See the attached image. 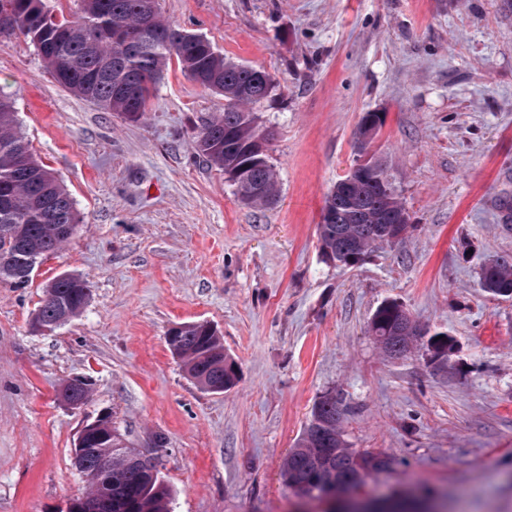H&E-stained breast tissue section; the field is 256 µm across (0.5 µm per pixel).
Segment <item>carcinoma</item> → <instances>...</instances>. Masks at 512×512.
<instances>
[{"instance_id": "carcinoma-1", "label": "carcinoma", "mask_w": 512, "mask_h": 512, "mask_svg": "<svg viewBox=\"0 0 512 512\" xmlns=\"http://www.w3.org/2000/svg\"><path fill=\"white\" fill-rule=\"evenodd\" d=\"M71 20L52 21L43 0H0V36L30 39L55 80L69 92L130 119L141 117L152 87L171 59L199 85L224 97V111L204 123L195 137L197 154L207 164L229 174L250 165L249 177L236 185L247 205L272 204L279 193L278 173L256 142H269L271 132L258 122L256 108L276 100L278 83L262 67L239 64L215 51L201 35L183 31L144 0H80ZM373 168L352 183L342 180L330 189L322 207L318 237L323 254L345 266H355L374 248L388 243L386 217L407 210L387 167L371 157ZM80 219L74 201L57 177L33 154L18 129L12 102L0 97V282H29L19 269L22 255L32 261L59 250L74 234ZM25 225L16 236V225ZM485 291L512 297V257L486 263L480 276ZM89 300L86 282L76 276L55 277L45 290L34 323L55 328L78 316ZM416 319L400 302L385 300L367 325L382 353L400 359L414 349L409 335ZM425 348L448 356L454 339L437 332ZM189 378L204 391L236 385L234 364L224 356V344L212 329L183 326L169 346ZM64 399L81 406L90 397L89 384L76 379L63 389ZM344 413L329 392L315 401L311 417L283 461V483L296 493L331 501L336 493L360 487L373 473L387 471L393 458L386 453L360 452L350 447L342 428ZM86 440L82 477L88 487L89 512H172V492L159 477L132 465V450L117 430L103 425ZM426 499L405 495L391 512H429Z\"/></svg>"}]
</instances>
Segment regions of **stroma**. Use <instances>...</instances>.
Returning a JSON list of instances; mask_svg holds the SVG:
<instances>
[{
    "label": "stroma",
    "instance_id": "1",
    "mask_svg": "<svg viewBox=\"0 0 512 512\" xmlns=\"http://www.w3.org/2000/svg\"><path fill=\"white\" fill-rule=\"evenodd\" d=\"M161 16L232 61L261 66L278 101V203L241 202L193 148L221 96L170 62L131 120L64 90L21 35L0 38V91L81 218L23 286L0 283V512H66L87 484L82 426L109 415L151 454L173 512H324L281 480L314 402L336 392L352 448L389 453L363 495L428 490L440 512H512V298L479 286L512 256L498 207L512 193V0H157ZM412 226L353 267L321 256L324 198L354 163L363 113ZM61 274L90 289L84 313L41 333L31 319ZM387 299L452 336L385 358L367 323ZM208 323L237 385L201 390L173 327ZM91 388L78 408L69 380Z\"/></svg>",
    "mask_w": 512,
    "mask_h": 512
}]
</instances>
